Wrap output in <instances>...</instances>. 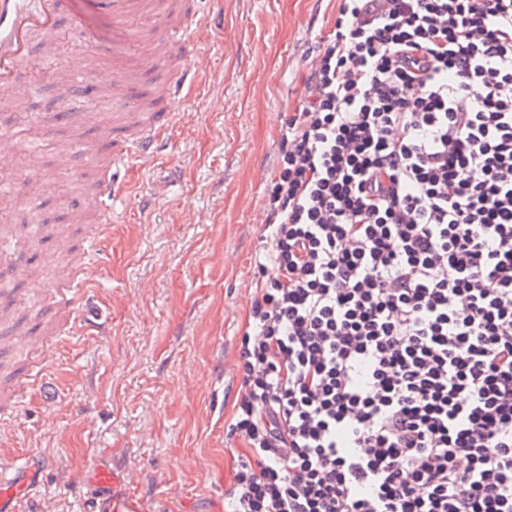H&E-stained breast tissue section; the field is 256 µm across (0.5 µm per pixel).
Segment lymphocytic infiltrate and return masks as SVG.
Returning a JSON list of instances; mask_svg holds the SVG:
<instances>
[{
	"instance_id": "f902f5d3",
	"label": "lymphocytic infiltrate",
	"mask_w": 512,
	"mask_h": 512,
	"mask_svg": "<svg viewBox=\"0 0 512 512\" xmlns=\"http://www.w3.org/2000/svg\"><path fill=\"white\" fill-rule=\"evenodd\" d=\"M306 90L229 512H512V0H343Z\"/></svg>"
}]
</instances>
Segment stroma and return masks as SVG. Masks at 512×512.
Here are the masks:
<instances>
[{
	"label": "stroma",
	"instance_id": "obj_1",
	"mask_svg": "<svg viewBox=\"0 0 512 512\" xmlns=\"http://www.w3.org/2000/svg\"><path fill=\"white\" fill-rule=\"evenodd\" d=\"M213 14L199 46L205 67L184 87L173 121L137 185L116 205L104 247L89 251L83 323L62 325L52 284L60 241L88 251L97 223L85 207L120 115L87 94L55 102V83L74 58L102 46L93 64L111 72L147 46H131L95 0H65L54 30L66 49L32 47L40 68L17 73L25 99L23 142L37 144L43 203L0 194L24 239L21 267L0 283L28 307L23 327L54 346L51 391L32 389L0 454L27 460L38 512H224L243 444L227 421L241 396L239 342L254 301L255 259L267 189L278 171L281 134L306 95L310 53L334 29L341 0H195ZM78 145L57 167L56 145ZM81 210L80 224L64 222ZM101 466L120 474L111 488L92 480Z\"/></svg>",
	"mask_w": 512,
	"mask_h": 512
}]
</instances>
